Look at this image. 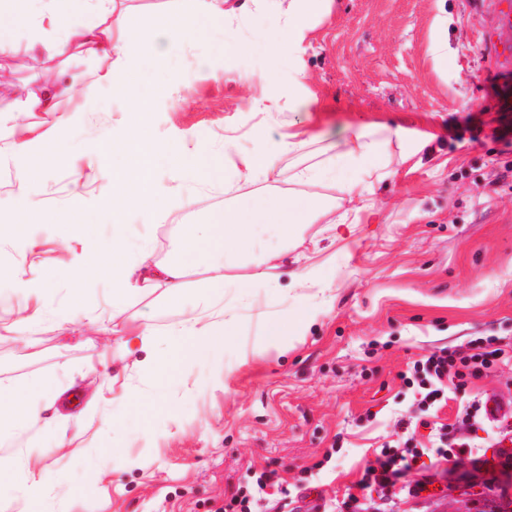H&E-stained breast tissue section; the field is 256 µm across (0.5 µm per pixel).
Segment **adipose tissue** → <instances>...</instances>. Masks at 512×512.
<instances>
[{
    "label": "adipose tissue",
    "instance_id": "ef3b65f1",
    "mask_svg": "<svg viewBox=\"0 0 512 512\" xmlns=\"http://www.w3.org/2000/svg\"><path fill=\"white\" fill-rule=\"evenodd\" d=\"M191 2L189 10H170L157 16L153 25V67L168 66L186 42L198 37L200 19L235 15L234 9L227 6L228 0ZM43 3L40 17L30 28L26 41H17L9 32L0 30V56L24 62L45 54L70 57L77 51L85 53L99 62L95 84L109 86L113 94L129 100L132 111H147L148 101L137 83L140 65L125 52L136 34V25L131 18L119 14L117 0H43ZM75 6L88 12L90 19L73 27L69 19ZM285 16V26L276 36L264 41L270 55L290 62L287 85H280L275 75H266L262 90L254 99L255 110L267 114L306 111L316 101L314 92L305 83V72L295 65L313 29L306 0H288ZM63 27L68 30L66 38L51 39V32ZM75 91V83L66 82L58 73L46 83L42 93L22 99L20 108L25 112H57L62 98L73 97ZM127 140L136 146L129 159L139 177L132 182H115L112 199L105 209L117 216L129 211L157 215L159 206L150 177L154 146L140 123L129 126ZM389 145L388 139L368 133L365 127H355L323 163L295 170L290 176L292 186L286 190L270 184L269 179L276 172L279 156L301 149L302 141L292 137L272 146L257 145L251 152L239 154L233 176L243 183L266 181L264 192L237 207L212 214L207 237L187 228L181 241V256L161 264L137 265L127 260L123 243H113L101 267L111 273L115 294L162 287L169 301H177L188 292L194 302L191 309L182 312L173 330L163 333L147 327L123 338L120 356L144 353V372L151 376L159 363L149 359L148 354L164 339L177 342V352L182 358L201 363L219 358L224 347L237 344L239 311L250 303L254 289L267 284L271 277L270 261L300 237L305 225L320 223L335 208V197L321 194V184L332 183L349 202H362L371 194L374 183L388 175ZM15 151L20 158L16 188L19 207L15 221L30 224L37 222L41 214L26 198L28 183L63 156L66 146L53 132L46 131L18 141ZM196 253L203 254L204 264L201 277L191 286L187 283L191 273L187 258ZM239 264L247 266V274L229 276V268ZM50 484V470L43 458L27 453L16 472L18 500L23 503L42 500Z\"/></svg>",
    "mask_w": 512,
    "mask_h": 512
}]
</instances>
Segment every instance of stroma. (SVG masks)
I'll list each match as a JSON object with an SVG mask.
<instances>
[{"mask_svg": "<svg viewBox=\"0 0 512 512\" xmlns=\"http://www.w3.org/2000/svg\"><path fill=\"white\" fill-rule=\"evenodd\" d=\"M139 30L133 46L152 51L149 33L163 11L189 9L190 0H124ZM512 0H334L330 15L313 9L314 31L298 64L318 96V111H253L264 76L287 79L288 63L254 38L276 35L284 18L267 0H253L232 23L245 50L224 58L221 19L203 21V35L184 46L168 70L143 69L139 83L153 93L142 117L155 145L151 170L159 205L155 222L137 212L112 222L102 203L112 195L109 169L130 172L113 150L132 119L126 99L93 86L95 63L76 55L43 59L91 86L87 109L67 125L55 112H34L25 123L58 127L66 155L28 188L32 204L54 215L81 204L87 221L77 234L62 224H12L15 174L9 130L0 131V319L44 301L42 321L26 341L0 328V386L22 391L39 381L63 395L26 424L22 434L0 431V512H15L12 476L26 451L41 452L52 471L51 495L34 512H217L253 472L270 469L295 482L310 469L311 492L301 512L322 503L362 497L357 482L382 443L396 439L398 419L421 411L399 374L435 347H456L479 336L512 343V143L500 140V100L512 84V32L499 29ZM447 31L444 59L430 52L437 28ZM10 79L0 88V119H15L27 92L39 91L33 72L0 58ZM177 86L158 89L169 79ZM381 133L402 130L390 143V177L376 183L373 204L357 213L350 233L309 225L280 255L268 287L243 310L242 338L220 362L182 361L169 344L156 377L143 374L141 354L102 366L117 340L145 326L166 328L179 313L164 290L112 299V277L93 267L120 239L131 262H163L190 224L242 198L231 177L224 137L238 151L274 143L288 132L312 140L278 161L281 177L322 159L326 148L358 125ZM200 132L210 176L184 179L169 164L167 146ZM411 151L401 161L402 151ZM191 206H183V199ZM319 268L325 290L304 299L294 275ZM311 317L301 335L267 344L259 318L283 310ZM162 380L166 400L155 403ZM512 400V361L449 391L437 411L453 422L473 394ZM70 443L59 447L60 435ZM437 483L426 494L397 502L395 512H478L485 500L512 499V479L472 485Z\"/></svg>", "mask_w": 512, "mask_h": 512, "instance_id": "1", "label": "stroma"}]
</instances>
